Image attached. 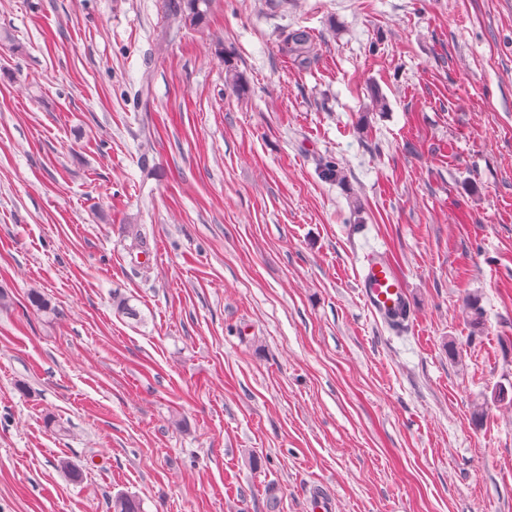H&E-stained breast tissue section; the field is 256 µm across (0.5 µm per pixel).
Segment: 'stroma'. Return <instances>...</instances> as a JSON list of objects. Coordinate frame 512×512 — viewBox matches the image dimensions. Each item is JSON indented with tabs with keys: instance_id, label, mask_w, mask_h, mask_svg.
<instances>
[{
	"instance_id": "1",
	"label": "stroma",
	"mask_w": 512,
	"mask_h": 512,
	"mask_svg": "<svg viewBox=\"0 0 512 512\" xmlns=\"http://www.w3.org/2000/svg\"><path fill=\"white\" fill-rule=\"evenodd\" d=\"M165 24L0 0V512H267L271 487L280 512H512V0ZM297 29L304 71L275 48ZM373 249L404 327L359 295ZM277 52L299 70L310 69L318 57V49L311 37L303 30L288 32L279 37Z\"/></svg>"
}]
</instances>
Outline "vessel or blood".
<instances>
[{
    "label": "vessel or blood",
    "instance_id": "1",
    "mask_svg": "<svg viewBox=\"0 0 512 512\" xmlns=\"http://www.w3.org/2000/svg\"><path fill=\"white\" fill-rule=\"evenodd\" d=\"M357 286L365 306L374 315L397 322L409 320L407 287L384 253L374 251L365 257Z\"/></svg>",
    "mask_w": 512,
    "mask_h": 512
}]
</instances>
